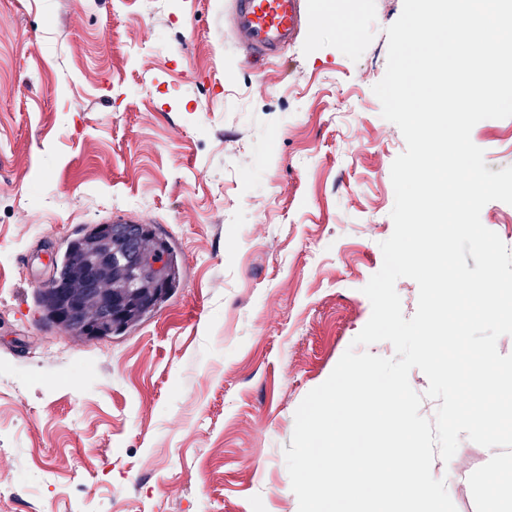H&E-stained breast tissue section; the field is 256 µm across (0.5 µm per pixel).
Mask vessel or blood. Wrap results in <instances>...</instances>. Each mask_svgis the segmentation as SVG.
Returning a JSON list of instances; mask_svg holds the SVG:
<instances>
[{
    "mask_svg": "<svg viewBox=\"0 0 512 512\" xmlns=\"http://www.w3.org/2000/svg\"><path fill=\"white\" fill-rule=\"evenodd\" d=\"M307 7L308 0H232L229 20L242 43L270 57L297 41Z\"/></svg>",
    "mask_w": 512,
    "mask_h": 512,
    "instance_id": "b4317fda",
    "label": "vessel or blood"
}]
</instances>
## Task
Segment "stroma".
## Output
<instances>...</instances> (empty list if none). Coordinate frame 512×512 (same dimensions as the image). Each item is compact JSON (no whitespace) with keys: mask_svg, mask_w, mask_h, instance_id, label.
<instances>
[{"mask_svg":"<svg viewBox=\"0 0 512 512\" xmlns=\"http://www.w3.org/2000/svg\"><path fill=\"white\" fill-rule=\"evenodd\" d=\"M403 0H310L256 58L224 0H0V512H298L301 401L368 322L406 144L373 87ZM512 166V118L472 129ZM180 257L160 308L77 339L50 257L128 211ZM457 512L512 449L461 439Z\"/></svg>","mask_w":512,"mask_h":512,"instance_id":"obj_1","label":"stroma"}]
</instances>
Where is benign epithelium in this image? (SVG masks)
Masks as SVG:
<instances>
[{
  "label": "benign epithelium",
  "mask_w": 512,
  "mask_h": 512,
  "mask_svg": "<svg viewBox=\"0 0 512 512\" xmlns=\"http://www.w3.org/2000/svg\"><path fill=\"white\" fill-rule=\"evenodd\" d=\"M105 231V245L91 253L80 276L78 294L64 306L60 315L62 326L65 327L81 317L86 301H98V317L86 321L82 327L86 334L91 333V326L110 322L121 312L122 301L113 300L112 289L104 287V283L112 279V263L126 269L135 281L148 278L159 290L167 286L164 262L142 248L144 227L131 224L129 229L121 230L124 247L119 252L112 251V225H106Z\"/></svg>",
  "instance_id": "7a95c632"
}]
</instances>
